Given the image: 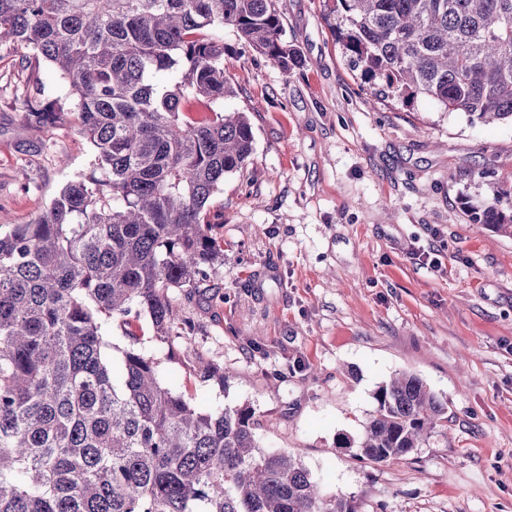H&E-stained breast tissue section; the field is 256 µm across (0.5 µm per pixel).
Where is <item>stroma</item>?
<instances>
[{
	"instance_id": "stroma-1",
	"label": "stroma",
	"mask_w": 512,
	"mask_h": 512,
	"mask_svg": "<svg viewBox=\"0 0 512 512\" xmlns=\"http://www.w3.org/2000/svg\"><path fill=\"white\" fill-rule=\"evenodd\" d=\"M332 6L277 0L302 59L287 73L221 32L224 108L247 113L254 151L209 201L223 263L173 291L183 323L167 345L140 321L141 347L197 409L250 407L261 448L300 451L357 512H512V236L467 211L496 190L512 208V124L372 97ZM33 100L66 104L64 81L0 45L1 227L34 221L94 162L68 118H27ZM195 356L226 382L201 379ZM400 372L445 418L410 456L360 461L337 440L361 436L377 387Z\"/></svg>"
}]
</instances>
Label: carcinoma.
I'll return each mask as SVG.
<instances>
[{
	"instance_id": "obj_1",
	"label": "carcinoma",
	"mask_w": 512,
	"mask_h": 512,
	"mask_svg": "<svg viewBox=\"0 0 512 512\" xmlns=\"http://www.w3.org/2000/svg\"><path fill=\"white\" fill-rule=\"evenodd\" d=\"M349 67L375 93L426 98L468 121H512V0H335ZM230 28L284 72L302 63L276 0H0V44L52 64L90 173L31 224L0 230V512H357L324 497L298 452L257 444L252 410L201 411L112 323H179L174 289L224 262L209 200L243 170L254 133L224 111ZM159 72L172 79L160 84ZM194 98L199 121L185 118ZM28 116L50 126V106ZM471 221L512 235L497 201ZM359 442L371 463L408 456L445 407L417 375L381 384Z\"/></svg>"
}]
</instances>
